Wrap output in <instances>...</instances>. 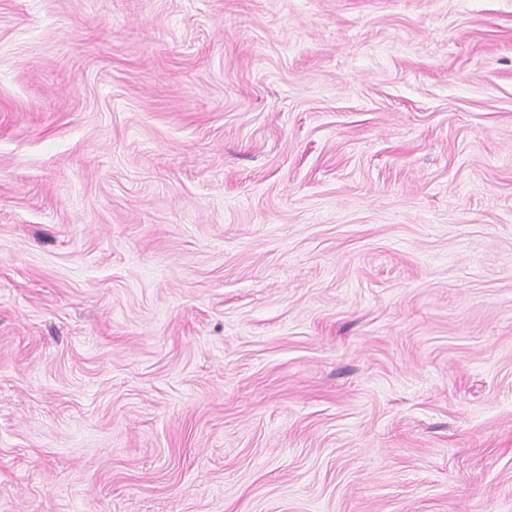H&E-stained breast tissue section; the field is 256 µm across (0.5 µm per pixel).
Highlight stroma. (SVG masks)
<instances>
[{"instance_id":"stroma-1","label":"stroma","mask_w":512,"mask_h":512,"mask_svg":"<svg viewBox=\"0 0 512 512\" xmlns=\"http://www.w3.org/2000/svg\"><path fill=\"white\" fill-rule=\"evenodd\" d=\"M0 512H512V0H0Z\"/></svg>"}]
</instances>
